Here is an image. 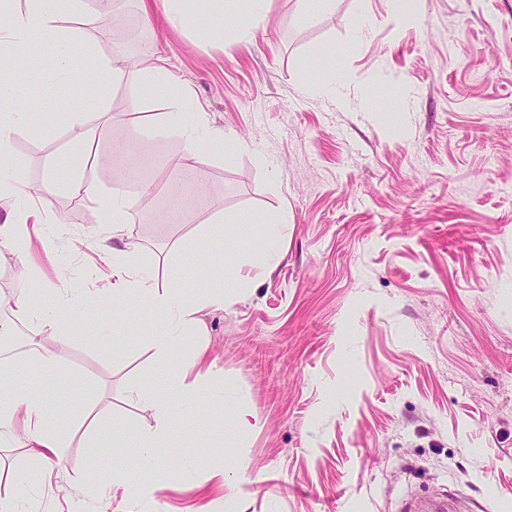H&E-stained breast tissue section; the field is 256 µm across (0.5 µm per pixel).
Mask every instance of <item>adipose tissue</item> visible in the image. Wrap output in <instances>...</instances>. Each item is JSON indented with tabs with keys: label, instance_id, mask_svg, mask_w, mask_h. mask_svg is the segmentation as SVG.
I'll return each instance as SVG.
<instances>
[{
	"label": "adipose tissue",
	"instance_id": "obj_1",
	"mask_svg": "<svg viewBox=\"0 0 512 512\" xmlns=\"http://www.w3.org/2000/svg\"><path fill=\"white\" fill-rule=\"evenodd\" d=\"M13 0H0V51L17 55L22 53L32 31H41L55 62L53 78L57 84H65L73 76L72 45L73 32L58 26L53 0H27L25 10L12 8ZM0 101L9 103L10 108L0 113V198L21 196L32 198L54 192L57 185L53 179H45L37 186L24 187L16 181L11 171L10 147L17 129L30 121L38 105L27 89L13 79H0ZM71 165L74 171L67 185L72 199L82 201L101 196L97 182L92 175L95 165L86 151L73 154ZM104 197V196H101ZM103 220L117 229V242L112 245V275L114 282L109 293L112 302V325L120 327L122 314L137 297L150 296L152 311L162 326L152 337V349L159 369L165 376L161 390L148 399L144 407L151 412L155 424L123 434V452L113 455L107 470L98 472L97 479L90 487L104 506H111L112 488L122 490L129 499L152 497L155 488L144 482L140 474L144 471L158 472L171 469L173 460L159 456L158 448L169 433L180 424L172 414L174 398L194 403L198 396L213 403L224 400V381L215 373L205 375L203 390L185 387V377L194 371L203 358V351H196L194 357L181 364H172L169 352L187 332L195 330L201 322L202 313L213 306H224L232 302L240 287L232 275H225L220 287L210 289L207 294L178 292L170 288H159L152 272L132 271L124 262L125 256L135 252L138 244L129 225L132 221L134 196L125 188H113L104 197ZM30 209L11 212L0 221V247L17 253H27L33 235L39 234V225L30 223ZM22 282L18 293L6 297L0 295V308H7L12 319L28 323L41 320L58 329L59 334L51 344H44L42 337H29L28 343L36 354L38 363L46 369L55 368L65 359L68 342L61 329L65 319L60 304L40 307L36 299L43 275L33 265L25 266L21 273ZM11 438L30 448L38 463L37 475L18 470L12 473L15 487L13 496L0 498V512H38L34 500L28 499L29 487L43 488L53 484V465L61 459L66 446V437L58 415L51 412L49 398L41 390L14 384L10 370L0 371V440ZM136 448L135 456H128L127 448Z\"/></svg>",
	"mask_w": 512,
	"mask_h": 512
}]
</instances>
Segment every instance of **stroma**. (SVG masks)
<instances>
[{
    "instance_id": "35a3bbf8",
    "label": "stroma",
    "mask_w": 512,
    "mask_h": 512,
    "mask_svg": "<svg viewBox=\"0 0 512 512\" xmlns=\"http://www.w3.org/2000/svg\"><path fill=\"white\" fill-rule=\"evenodd\" d=\"M153 2L148 15L138 0L58 15L98 56L136 58L104 103L87 67L69 91L49 84L40 34L10 70L53 122L17 130L23 181L70 179L71 134L56 123L70 101L96 130L102 190L138 198L133 265L168 288L205 290L223 269L245 283L170 352L178 364L206 343L224 379L223 405L173 406L186 424L168 444L198 469L153 475L155 501L117 497L114 512H205L196 482L217 466L238 512H400L421 490L453 494L466 512H512V0H418L411 19L389 0H331L312 16L301 0H268L250 33L242 9L219 26L211 0L174 21ZM85 11L99 12L95 26H82ZM320 61L342 83L338 102L303 88ZM159 63L191 93L186 118L211 132L191 181L177 169L181 134L151 121L173 105L151 78ZM119 142L139 148L134 169L111 162ZM29 204L43 238L26 257L0 248V294L15 292L27 261L62 283L68 353L54 372L24 349L0 362L69 417L40 512H98L83 486L111 463L113 430L152 421L142 401L161 384L157 322L143 305L100 339L112 322L100 203L77 210L60 191ZM272 211L283 223L206 235L217 213ZM271 239L281 258L252 264ZM207 253L222 265H205ZM240 410L257 426L237 432ZM219 424L223 443L204 439Z\"/></svg>"
}]
</instances>
